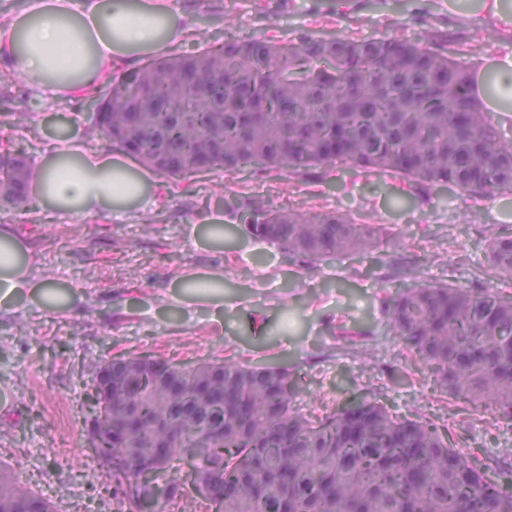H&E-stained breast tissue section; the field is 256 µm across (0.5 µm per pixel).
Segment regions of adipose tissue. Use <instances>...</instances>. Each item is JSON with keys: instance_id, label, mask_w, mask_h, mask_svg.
I'll use <instances>...</instances> for the list:
<instances>
[{"instance_id": "obj_1", "label": "adipose tissue", "mask_w": 512, "mask_h": 512, "mask_svg": "<svg viewBox=\"0 0 512 512\" xmlns=\"http://www.w3.org/2000/svg\"><path fill=\"white\" fill-rule=\"evenodd\" d=\"M188 24L172 0H28L19 19L0 24V56L26 81L53 96L80 97L111 78L130 57L182 40ZM38 198L71 217L106 213L133 218L157 206L148 176L107 153L84 157L78 148L56 149L33 167ZM0 314L25 290L39 288L26 244L0 226Z\"/></svg>"}]
</instances>
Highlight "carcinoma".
Segmentation results:
<instances>
[{"mask_svg":"<svg viewBox=\"0 0 512 512\" xmlns=\"http://www.w3.org/2000/svg\"><path fill=\"white\" fill-rule=\"evenodd\" d=\"M433 30L419 41L303 31L294 42L226 37L191 54L153 59L101 95H91L97 131L155 173L176 180L207 170L230 175L324 177L390 174L425 203L448 187L473 198L512 192V143L504 139L496 97L480 69L448 52ZM0 206L18 205L28 186L25 160L9 156ZM242 230L303 263L365 255L384 224L349 213H304L256 198L235 203ZM487 252L492 278L512 280V232L495 231ZM381 321L434 375L438 389L476 409L512 420V295L490 283L463 288L416 279L379 301ZM139 383L116 388L112 416L138 427L109 439L88 431L101 462H112V497L125 512H163L192 496L215 512H512V491L448 445L438 428L399 418L370 400L338 406L315 423L296 412L288 369L203 361L176 366L147 356ZM177 369L187 385L210 377L204 413L223 422L204 439L176 414L161 382ZM185 460L190 478L170 474ZM159 473L143 479L148 464ZM0 512H54L28 488L0 475Z\"/></svg>","mask_w":512,"mask_h":512,"instance_id":"1","label":"carcinoma"}]
</instances>
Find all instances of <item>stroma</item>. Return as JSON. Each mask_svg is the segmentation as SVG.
I'll return each instance as SVG.
<instances>
[{
    "mask_svg": "<svg viewBox=\"0 0 512 512\" xmlns=\"http://www.w3.org/2000/svg\"><path fill=\"white\" fill-rule=\"evenodd\" d=\"M175 0L189 24L168 55L194 52L226 35L294 39L300 31L398 35L425 26L452 33L461 61L489 67L512 31L448 0ZM10 117L0 145L35 165L54 152L56 131L82 152L112 149L91 135L86 99L51 98L0 86ZM164 201L135 221L96 214L50 215L36 195L0 207V225L24 239L36 279L52 276L55 301L26 293L0 315V472L51 501L56 512H113L112 485L88 447L89 359L144 355L189 366L200 361L278 365L299 374L300 413L372 400L401 418L435 424L473 460L512 463V421L475 411L437 389L425 365L388 328L361 352L343 332L375 323L378 299L411 278L471 288L488 280L487 228L512 229V193L476 200L445 187L408 205L400 179L338 173L334 182L287 174L231 176L215 170L179 182L154 176ZM255 196L276 206L336 210L392 224L400 238L369 262L353 255L307 268L235 230L228 202ZM218 274L219 288H184L186 275Z\"/></svg>",
    "mask_w": 512,
    "mask_h": 512,
    "instance_id": "stroma-1",
    "label": "stroma"
}]
</instances>
